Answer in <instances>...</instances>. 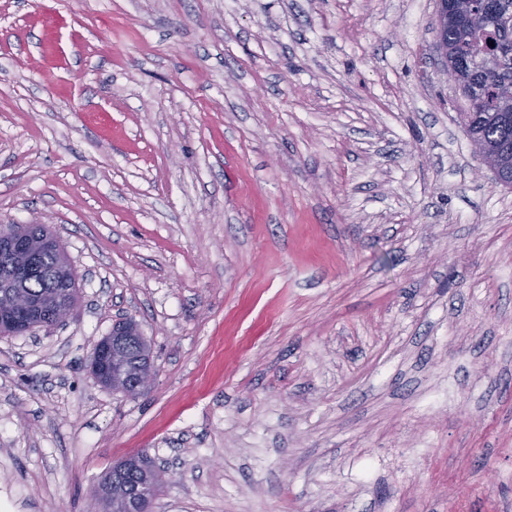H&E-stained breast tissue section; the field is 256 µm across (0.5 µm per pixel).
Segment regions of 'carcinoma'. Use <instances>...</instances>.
I'll use <instances>...</instances> for the list:
<instances>
[{
  "instance_id": "obj_1",
  "label": "carcinoma",
  "mask_w": 512,
  "mask_h": 512,
  "mask_svg": "<svg viewBox=\"0 0 512 512\" xmlns=\"http://www.w3.org/2000/svg\"><path fill=\"white\" fill-rule=\"evenodd\" d=\"M448 2V21L437 31L439 41L453 53L460 72L458 88L468 102L460 113L467 136L480 142L486 156L496 160L512 187V109L499 98L512 91V0H474L477 19L456 15L455 0ZM492 48L490 66L484 51ZM154 467L149 460L132 455L112 465V483L138 496H154Z\"/></svg>"
}]
</instances>
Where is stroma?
I'll use <instances>...</instances> for the list:
<instances>
[{"label": "stroma", "instance_id": "1", "mask_svg": "<svg viewBox=\"0 0 512 512\" xmlns=\"http://www.w3.org/2000/svg\"><path fill=\"white\" fill-rule=\"evenodd\" d=\"M436 0H0V224L78 274L0 335V512H512V187ZM133 320L136 398L90 355ZM126 336H138L145 339L134 324L132 326L123 324L112 329L109 336L95 345L91 359V371L99 383H106L112 390L133 397L151 383L154 376V362L152 355L142 356L136 362L135 368H132L122 358L112 353L113 342L117 338ZM112 483L130 494L147 496L151 503L154 496L155 480L152 479L154 467L148 459L132 455L112 465ZM150 503V504H151Z\"/></svg>", "mask_w": 512, "mask_h": 512}]
</instances>
